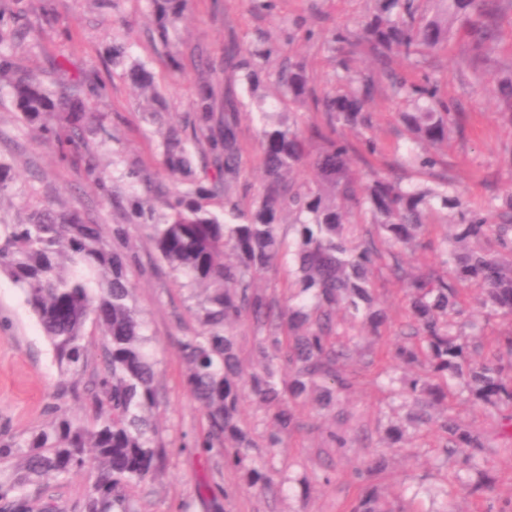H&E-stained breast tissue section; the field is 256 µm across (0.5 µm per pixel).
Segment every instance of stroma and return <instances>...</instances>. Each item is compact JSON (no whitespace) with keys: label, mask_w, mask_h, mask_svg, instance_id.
I'll use <instances>...</instances> for the list:
<instances>
[{"label":"stroma","mask_w":512,"mask_h":512,"mask_svg":"<svg viewBox=\"0 0 512 512\" xmlns=\"http://www.w3.org/2000/svg\"><path fill=\"white\" fill-rule=\"evenodd\" d=\"M0 8L16 13L17 33L10 48L19 68L37 74L45 85L56 79V67L65 64L72 76L87 75L106 85L108 95L96 99L86 94L92 114L82 139L59 151L45 139L36 124L15 109L7 93H0V162L9 164L13 179L0 193V224H19L37 207L74 209L89 224L126 225L128 248L138 261L128 270L134 303L153 338L159 404L153 420L167 446V463L155 477L133 493L135 512H208L203 487L207 480L205 454L193 446L203 416L184 385L186 366L178 341L198 329L190 292L155 250L131 216L133 200L146 198L144 184L126 173L137 168L163 189L180 185L162 163V131L142 119V106L128 73L137 63L147 66L160 87L168 121L186 123L201 78L210 79L216 95L232 88L243 103H250L246 84L224 71V52L230 45L246 48L266 42L273 53L260 76L259 94L273 97L268 73L285 55L305 58L319 87L331 89L335 62L319 50L318 38L340 28L354 29L373 8L372 0H190L184 14L173 21V49L152 42L157 19L153 0H0ZM304 18L316 40L289 38L297 18ZM122 39L126 52L113 58L112 41ZM466 48L456 37L436 54L431 65L448 99L458 102L470 116L467 143H453L448 150V170L466 198L479 200L489 190L512 192V158L505 148L512 144V125L499 115L492 90L496 70H487L474 81L461 63ZM259 123L242 115L239 139L243 147L241 191L255 195L263 184L258 155ZM96 171H89V162ZM378 364L369 357L354 359L346 372L351 387L334 413L322 416L311 407L296 412L297 426L282 447L268 452L263 442L271 420L264 409L244 400L242 416L257 443L256 455L282 474L295 478L292 487L275 493L248 492L235 472H224L226 512H345L358 494L353 470L375 447L381 428L405 408H391L385 389L376 382ZM70 378L54 362L48 341L26 304L21 289L0 273V435L23 439L40 429L63 409L73 416L93 417L92 393L67 390ZM453 413L462 424L482 430L497 472V499L512 498V456L500 453V415L469 404H457ZM347 431L350 447H332L328 432ZM417 456L392 457L371 482L390 498L406 493L415 484L436 487L441 475L432 467L436 436L425 439ZM330 482H323V472ZM309 490H301L300 481Z\"/></svg>","instance_id":"obj_1"}]
</instances>
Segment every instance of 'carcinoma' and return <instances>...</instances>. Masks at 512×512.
I'll list each match as a JSON object with an SVG mask.
<instances>
[{"label":"carcinoma","instance_id":"cac0c4a2","mask_svg":"<svg viewBox=\"0 0 512 512\" xmlns=\"http://www.w3.org/2000/svg\"><path fill=\"white\" fill-rule=\"evenodd\" d=\"M373 2L358 30L338 29L322 42L338 55L333 90L317 91L305 59H283L275 83L288 111L269 110L261 100L257 105L265 182L256 197L248 203L234 197L243 172L238 101L226 95L224 113L216 116L213 87L204 80L192 102V134L166 129L163 164L173 174L192 172L188 142L202 143L200 163L209 185L191 181L133 209L158 259L187 279L196 298L201 329L181 337L179 349L185 385L204 414L195 447L212 456L209 512H224V488L217 480L224 468L239 474L247 491L263 492L277 481L252 455L257 444L240 414L243 398L270 414L265 447L274 449L295 424L293 406L313 402L328 409L349 388L342 367L362 341L377 343L389 326L371 279L378 265L402 283L410 321L406 339L389 352L377 379L409 403L410 412L388 423L368 468L356 471L362 492L348 512H415L422 488L387 508L368 476L420 431L437 434L446 479L445 486L424 492L449 500L461 486L474 501L473 512H512V498L491 496L497 477L483 434L448 413V398L457 393L501 413L502 452L512 456V328L487 336L478 322L466 326L458 320L473 287L482 293L486 318L512 319V193H492L473 206L448 179V147L465 140L468 130L456 104L427 74H388L389 97L404 104L399 120L406 139L384 153L370 134L373 115L367 110L377 82L350 66L355 54L383 68L400 55L417 68L462 31L468 44L463 63L478 79L494 61L501 19L512 0H428L427 10L421 0ZM188 5L166 0L160 6L154 42L172 46L171 20ZM271 53L263 45L244 52L233 46L224 65L244 73L254 92ZM131 74L144 99L159 105L151 73L135 65ZM3 80L16 110L40 124L59 150L82 139L88 109L76 86L62 81L52 90L34 74H15L5 47ZM494 94L501 118L512 124V64L499 66ZM310 112L315 119L307 117ZM54 117L61 128L48 124ZM344 127L356 131V140L339 135ZM305 167L314 180L300 184L297 176ZM216 197L224 198L222 216L204 204ZM438 215L448 231L433 237L431 218ZM126 236L123 224L106 231L85 223L77 211L51 207L33 209L25 223L0 224V272L21 288L58 368L78 381L89 378L97 389L90 422L63 411L24 440L0 437V462L15 463L12 481L0 483V512H29L24 486L36 483L45 492L53 480L83 470L90 456L97 472L84 512H133V490L164 465L165 446L152 423L158 392L147 351L151 337L127 275L136 256L112 247ZM484 240L494 248L478 247ZM417 249L437 253L447 273L408 270L403 255ZM285 260L287 297L280 301L257 281ZM245 318L258 333V362L249 372L235 333ZM89 321L101 333L102 348V368L91 374Z\"/></svg>","mask_w":512,"mask_h":512}]
</instances>
